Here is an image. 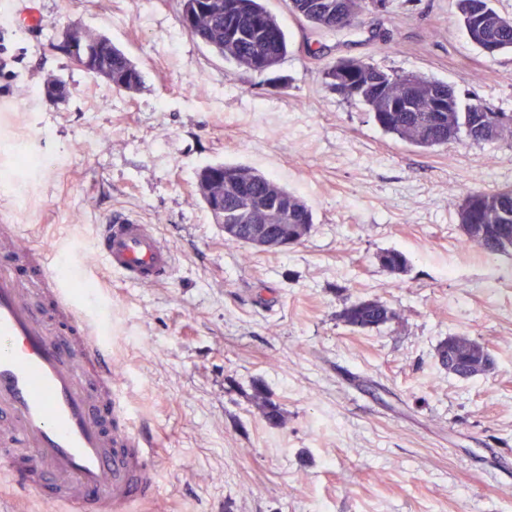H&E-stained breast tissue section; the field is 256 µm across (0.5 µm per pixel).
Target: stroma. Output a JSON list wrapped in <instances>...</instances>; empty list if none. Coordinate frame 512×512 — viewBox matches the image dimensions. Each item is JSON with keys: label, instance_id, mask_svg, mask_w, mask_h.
I'll return each instance as SVG.
<instances>
[{"label": "stroma", "instance_id": "obj_1", "mask_svg": "<svg viewBox=\"0 0 512 512\" xmlns=\"http://www.w3.org/2000/svg\"><path fill=\"white\" fill-rule=\"evenodd\" d=\"M266 6L288 53L258 74L192 40L178 0H0V221L86 252L120 212L171 250L172 276L146 287L60 266L102 318L115 397L159 445L165 512H512V256L472 248L457 215L462 190L512 186V146L419 149L319 76L355 58L512 113V52L483 54L455 0H387L334 34L288 0ZM70 24L111 38L139 90L74 64L58 47ZM50 75L69 88L55 107ZM216 163L306 200L309 236L276 252L225 244L195 193ZM388 249L405 272L379 264ZM362 299L397 319L346 326L339 312ZM454 335L487 347L493 370L449 374L437 350Z\"/></svg>", "mask_w": 512, "mask_h": 512}]
</instances>
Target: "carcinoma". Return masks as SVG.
<instances>
[{
    "label": "carcinoma",
    "instance_id": "carcinoma-1",
    "mask_svg": "<svg viewBox=\"0 0 512 512\" xmlns=\"http://www.w3.org/2000/svg\"><path fill=\"white\" fill-rule=\"evenodd\" d=\"M220 0L196 14L186 32L214 48L220 57L252 72L276 67L288 52L286 33L264 0H233L234 12ZM292 12L322 32L355 27L368 0H289ZM463 28L483 53L512 50V17L499 14L492 0H456ZM113 80L126 78L130 87L142 84V74L118 47L102 56ZM322 84L351 103L368 107L385 132L423 149L444 146L465 134L473 142L512 141V113L494 112L480 102L463 105L453 88L424 76L385 72L361 60L343 59L321 71ZM266 215L285 224L288 236L312 229L308 204L275 180L252 169L224 165V242L247 245L253 224ZM466 242L487 257L512 252V186L495 192L468 189L458 210ZM393 273L407 269L409 260L397 250L378 255ZM399 314L378 299L350 303L341 313L352 328L378 327ZM440 364L462 379L486 374L492 359L487 349L467 336H450L438 348Z\"/></svg>",
    "mask_w": 512,
    "mask_h": 512
}]
</instances>
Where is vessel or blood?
Wrapping results in <instances>:
<instances>
[{
	"label": "vessel or blood",
	"instance_id": "1",
	"mask_svg": "<svg viewBox=\"0 0 512 512\" xmlns=\"http://www.w3.org/2000/svg\"><path fill=\"white\" fill-rule=\"evenodd\" d=\"M96 262L135 286L170 277L174 261L147 224H101ZM57 256L0 224V473L19 499L65 512H128L158 498L153 443L112 396V362Z\"/></svg>",
	"mask_w": 512,
	"mask_h": 512
}]
</instances>
